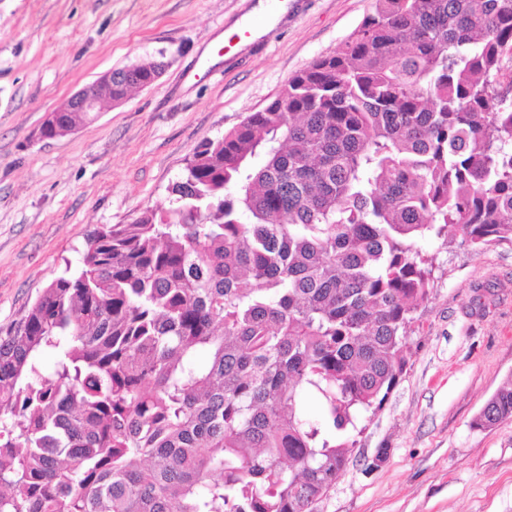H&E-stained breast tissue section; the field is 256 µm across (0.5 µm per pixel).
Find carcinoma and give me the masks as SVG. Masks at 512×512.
<instances>
[{
  "instance_id": "carcinoma-1",
  "label": "carcinoma",
  "mask_w": 512,
  "mask_h": 512,
  "mask_svg": "<svg viewBox=\"0 0 512 512\" xmlns=\"http://www.w3.org/2000/svg\"><path fill=\"white\" fill-rule=\"evenodd\" d=\"M191 162L0 335V512H317L405 371L419 242L512 248V0H376ZM511 418L512 377L473 425Z\"/></svg>"
}]
</instances>
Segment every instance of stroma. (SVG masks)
I'll return each instance as SVG.
<instances>
[{
  "label": "stroma",
  "instance_id": "stroma-1",
  "mask_svg": "<svg viewBox=\"0 0 512 512\" xmlns=\"http://www.w3.org/2000/svg\"><path fill=\"white\" fill-rule=\"evenodd\" d=\"M258 2L0 0V334L77 263L89 230L169 207L198 144L262 110L375 8L288 0L261 35L243 37ZM159 58L167 66L151 86L41 137L83 85ZM424 248L435 279L408 329L406 370L318 512H512V420L473 425L512 375V249Z\"/></svg>",
  "mask_w": 512,
  "mask_h": 512
}]
</instances>
